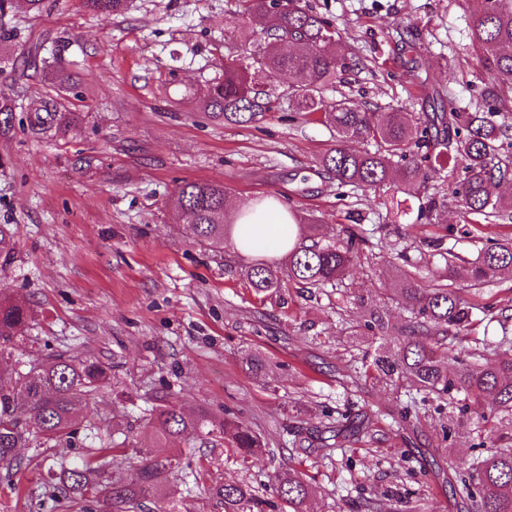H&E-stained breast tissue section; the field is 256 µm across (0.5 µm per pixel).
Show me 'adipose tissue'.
<instances>
[{"label": "adipose tissue", "instance_id": "obj_1", "mask_svg": "<svg viewBox=\"0 0 512 512\" xmlns=\"http://www.w3.org/2000/svg\"><path fill=\"white\" fill-rule=\"evenodd\" d=\"M237 213L232 239L244 254L278 258L296 241L294 219L279 202L242 205Z\"/></svg>", "mask_w": 512, "mask_h": 512}]
</instances>
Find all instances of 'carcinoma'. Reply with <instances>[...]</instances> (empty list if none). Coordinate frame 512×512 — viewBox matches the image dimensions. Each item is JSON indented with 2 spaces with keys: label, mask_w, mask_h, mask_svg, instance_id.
Masks as SVG:
<instances>
[{
  "label": "carcinoma",
  "mask_w": 512,
  "mask_h": 512,
  "mask_svg": "<svg viewBox=\"0 0 512 512\" xmlns=\"http://www.w3.org/2000/svg\"><path fill=\"white\" fill-rule=\"evenodd\" d=\"M242 13L264 20L260 39L265 47L246 65L224 64V79L210 86L203 100L207 116L217 122L251 124L264 120L280 105L275 93L280 81L299 77L301 84H288V102L301 119L321 113L323 122L336 131L337 144L324 153L320 166L341 186L381 187L395 180L410 189L428 183L430 173L452 158L463 164L460 189L465 224L456 228L462 238L473 234L471 218L482 217L502 223L512 222V197L492 196L491 187L512 180V155H502V136L512 130V105L502 93L512 89V0H477L471 38L483 53L489 74L484 97L497 107L493 112H466L456 102L433 98L434 111L419 116L400 107L383 118L354 107L340 99L328 101L326 89L335 84L348 67L349 50L336 37L331 24L314 13L301 0H288L277 8L273 0H238ZM85 6L104 16L124 10L125 0H84ZM265 75L271 90L260 91L250 69ZM50 123L66 129L74 114L45 109ZM351 141L364 145L352 149ZM175 205L193 224L196 234L211 243L221 244L232 235L234 225L226 218L224 186L219 183L184 181L175 188ZM300 234L285 255L288 280L307 289L335 286L366 242L363 229L347 225L338 238L324 243L317 237L316 225H299ZM405 267L398 270L397 288L391 300L409 306V319L398 328L387 317V302L367 300L356 303L365 320L353 326L356 335L401 336L392 347L380 344L372 353L351 364L354 372L364 371L376 382L394 387L405 400L400 402L399 421L416 424L426 416L427 405L444 403L453 394L467 400L492 403L494 413L512 426V350L509 317L496 318L501 335L494 345L478 340L463 352L455 353V342L465 335L472 319L473 306L454 287L456 283L480 286L496 274L512 273V236L489 238L477 258L456 262L445 238L426 243L429 252L418 250L413 258L407 247L388 243ZM444 261L445 283L421 288L415 272L426 255ZM246 277L257 293L281 287L278 271L265 263L248 268ZM30 314L0 288V469L18 471L32 465L37 457L23 460L25 444L45 445L65 440L79 443V435L90 441L76 463L58 462L47 469L41 482L43 497L65 504L72 512H93L90 504H101L108 512H145V500L160 490L175 494L170 479L181 468L182 449L163 459L141 457L136 465L137 480L125 481L123 466L131 458L107 456L108 448H119L116 438L125 435L114 426L106 433L95 424L84 423L81 404L101 397L110 386L111 369L94 359H77L64 352L44 360H25L18 348L26 340ZM149 424L165 440L195 432L206 443L231 449L241 464L266 452L268 442L248 424L226 418L216 422L206 411L190 417L180 401L161 392L154 396ZM479 423L465 410L448 412V426L442 441L451 440L454 429ZM493 446L470 464L460 478L466 494L464 508L470 512H512V448L495 443L512 440V433L500 431L489 436ZM277 501L256 493L247 483L216 484L209 489L224 512H307L312 489L294 470H280L271 478Z\"/></svg>",
  "instance_id": "obj_1"
}]
</instances>
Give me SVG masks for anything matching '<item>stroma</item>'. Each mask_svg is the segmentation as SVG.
Returning a JSON list of instances; mask_svg holds the SVG:
<instances>
[{"instance_id":"1","label":"stroma","mask_w":512,"mask_h":512,"mask_svg":"<svg viewBox=\"0 0 512 512\" xmlns=\"http://www.w3.org/2000/svg\"><path fill=\"white\" fill-rule=\"evenodd\" d=\"M305 2L352 47L350 69L330 97L381 114L404 105L418 115L428 111L432 89L485 111L472 0ZM259 28L240 15L237 0H126L110 18L83 0H45L39 14L14 0L0 13V103L16 106L12 131L0 137V225L13 233L0 252V285L31 312L21 351L28 359L62 351L110 365L113 383L85 416L104 431L126 428L125 453L171 454L147 425L151 398L165 386L188 414L235 416L268 441L269 453L243 465L225 448L193 440L176 500L158 492L151 512L174 504L180 512H223L208 487L247 483L266 495L281 467L311 483L309 512H402L416 500L422 512H459L444 473L477 457L471 427L442 447L441 417L398 430L396 393L362 376L332 375L375 347L371 337L346 332L361 315L355 296L381 301L395 286L392 256L377 237L340 288L311 293L287 282L281 292L258 294L243 276L256 257L229 239H199L173 207L182 182H218L228 202L276 199L327 236L345 224H381L387 240L411 248L442 236L462 255L477 254L451 235L461 222L460 164L410 191L395 182L341 187L318 164L335 131L293 118L288 104L258 124L210 120L202 107L209 85L223 78L225 59L249 57L242 35ZM402 28L413 56L432 66L429 86L407 68ZM38 39L76 72L77 89L58 90L42 63L25 65ZM49 100L74 113L67 132L34 126L33 107ZM428 192L444 196L445 206L421 219ZM400 203L406 212L398 216ZM465 296L476 306V336L495 342L498 324L482 317L512 315V277L494 276ZM251 353L266 359L264 376L246 371ZM346 409L357 431L344 448L326 452L318 438L327 416ZM40 493L36 467L0 475V512H65Z\"/></svg>"}]
</instances>
